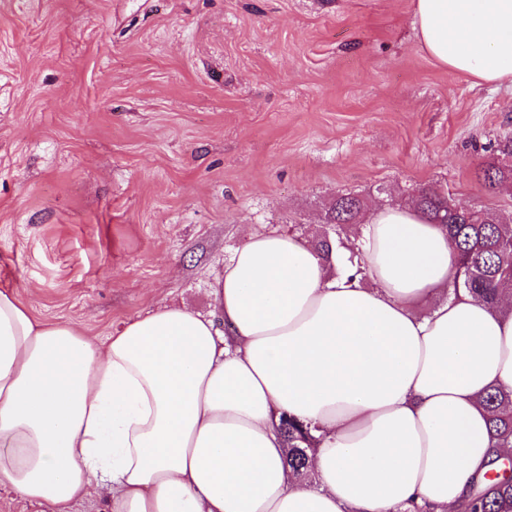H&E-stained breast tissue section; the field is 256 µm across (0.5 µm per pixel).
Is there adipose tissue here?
Masks as SVG:
<instances>
[{"label":"adipose tissue","mask_w":512,"mask_h":512,"mask_svg":"<svg viewBox=\"0 0 512 512\" xmlns=\"http://www.w3.org/2000/svg\"><path fill=\"white\" fill-rule=\"evenodd\" d=\"M423 50L512 84V0H412ZM456 252L412 206L355 252L246 233L214 292L223 328L162 303L99 342L0 289V491L71 512H449L492 454L512 388V298L453 291ZM319 444L297 475L279 419ZM483 402L489 413L491 448H512V389L494 388Z\"/></svg>","instance_id":"obj_1"}]
</instances>
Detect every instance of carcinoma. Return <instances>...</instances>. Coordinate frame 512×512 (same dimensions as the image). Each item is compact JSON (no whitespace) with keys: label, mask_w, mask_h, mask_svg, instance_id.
Here are the masks:
<instances>
[{"label":"carcinoma","mask_w":512,"mask_h":512,"mask_svg":"<svg viewBox=\"0 0 512 512\" xmlns=\"http://www.w3.org/2000/svg\"><path fill=\"white\" fill-rule=\"evenodd\" d=\"M485 186L494 190L512 180V167L491 165L478 172ZM428 222L448 230V238L458 255L453 288L463 289L487 302L496 303L502 286L512 281V224L503 222L482 210L456 205L441 191L424 187L412 201ZM364 203L356 196L340 194L325 211L323 223L330 225L329 234L341 242L350 224L360 223ZM512 292L511 288L504 290ZM489 413L491 447L512 448V389L494 388L483 397ZM285 442V461L296 473L307 468L309 453L318 445L312 429L304 422L288 416L280 420ZM490 471L473 482L468 495L454 507V512H512V478L506 468L512 457L489 461Z\"/></svg>","instance_id":"1"}]
</instances>
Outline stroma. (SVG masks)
<instances>
[{
  "instance_id": "stroma-1",
  "label": "stroma",
  "mask_w": 512,
  "mask_h": 512,
  "mask_svg": "<svg viewBox=\"0 0 512 512\" xmlns=\"http://www.w3.org/2000/svg\"><path fill=\"white\" fill-rule=\"evenodd\" d=\"M512 87L422 51L411 0H0V289L103 338L212 318L244 229L316 244L339 193L512 219Z\"/></svg>"
}]
</instances>
